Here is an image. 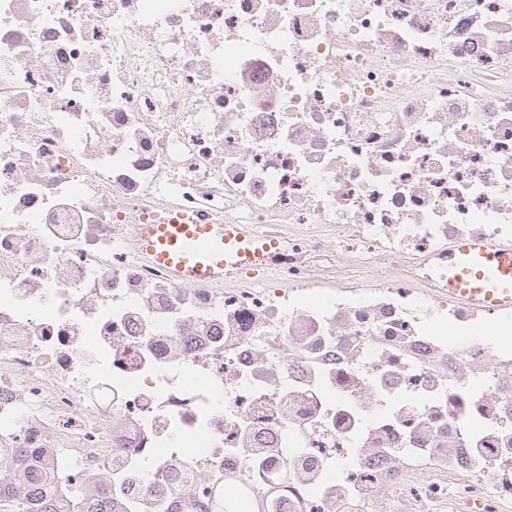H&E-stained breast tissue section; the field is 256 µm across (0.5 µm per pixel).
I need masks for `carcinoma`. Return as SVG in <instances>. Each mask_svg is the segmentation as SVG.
I'll return each instance as SVG.
<instances>
[{
    "label": "carcinoma",
    "mask_w": 512,
    "mask_h": 512,
    "mask_svg": "<svg viewBox=\"0 0 512 512\" xmlns=\"http://www.w3.org/2000/svg\"><path fill=\"white\" fill-rule=\"evenodd\" d=\"M32 462V449L15 448L9 457L0 456V512H130L131 507L124 501H110L105 497L87 499L71 492L70 507L62 504L57 484L48 481L36 485L18 497L9 489L11 471ZM175 512H241V498L231 489L219 494V499L211 501L200 492L175 489Z\"/></svg>",
    "instance_id": "obj_1"
}]
</instances>
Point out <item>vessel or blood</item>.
<instances>
[{
	"label": "vessel or blood",
	"instance_id": "b4317fda",
	"mask_svg": "<svg viewBox=\"0 0 512 512\" xmlns=\"http://www.w3.org/2000/svg\"><path fill=\"white\" fill-rule=\"evenodd\" d=\"M142 252L191 285L223 282L225 274L264 266L274 241L244 234L236 224H193L185 215L143 225ZM448 292L488 309L512 308V245L461 241L448 252Z\"/></svg>",
	"mask_w": 512,
	"mask_h": 512
}]
</instances>
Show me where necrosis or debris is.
<instances>
[{
  "instance_id": "obj_1",
  "label": "necrosis or debris",
  "mask_w": 512,
  "mask_h": 512,
  "mask_svg": "<svg viewBox=\"0 0 512 512\" xmlns=\"http://www.w3.org/2000/svg\"><path fill=\"white\" fill-rule=\"evenodd\" d=\"M171 213L276 241L178 284ZM512 0H0V447L15 485L512 512ZM448 293L490 310L512 308V245L458 242L448 250Z\"/></svg>"
}]
</instances>
